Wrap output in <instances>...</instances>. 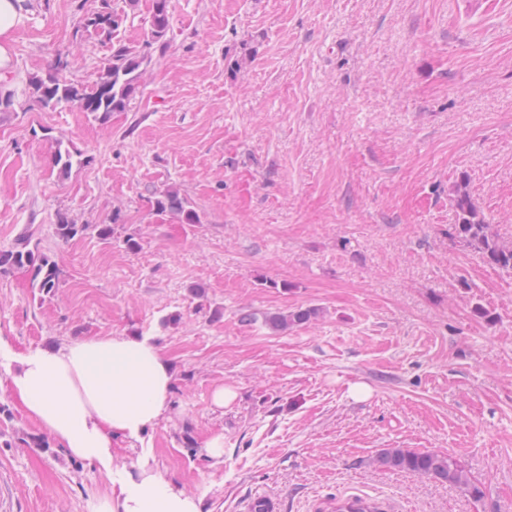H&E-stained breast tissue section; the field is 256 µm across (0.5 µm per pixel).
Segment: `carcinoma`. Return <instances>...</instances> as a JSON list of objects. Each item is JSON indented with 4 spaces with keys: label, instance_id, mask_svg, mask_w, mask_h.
I'll list each match as a JSON object with an SVG mask.
<instances>
[{
    "label": "carcinoma",
    "instance_id": "cac0c4a2",
    "mask_svg": "<svg viewBox=\"0 0 512 512\" xmlns=\"http://www.w3.org/2000/svg\"><path fill=\"white\" fill-rule=\"evenodd\" d=\"M171 0H151L147 20L145 46L158 47L164 54L169 48L167 34L170 28ZM128 19L126 11L114 0H99L96 10L80 19L77 32L87 41H94L110 48L95 80L90 84H74L59 76L69 66L68 60L58 56L52 72L43 78L29 81V89L36 102L44 109H57L74 104L92 115L98 121H105L113 112H126L139 88L141 79L151 64V57L139 46L120 38L121 28ZM54 166L60 172H69L73 165L83 164V159L69 150H55L52 157ZM456 210V221L452 236L460 245L482 255L490 265L512 270V243L499 239L485 221L468 191L466 178H458L451 187ZM158 213L177 215L185 224H195L199 215L188 205L178 191L166 189L159 192L154 201ZM85 231V225L75 224L65 217L56 224V237L67 243ZM11 268H27L31 272L32 287L44 296L55 294L59 288V269L54 260L29 247V239L22 238L17 247L0 250V273ZM317 315L316 309H300L289 315H274L269 318L272 328L279 330L309 322ZM380 462L393 469L407 471L418 476L437 479L466 490L471 496L479 497L481 488L468 476L464 467L451 456L432 452L412 451L405 448H386L380 454Z\"/></svg>",
    "mask_w": 512,
    "mask_h": 512
}]
</instances>
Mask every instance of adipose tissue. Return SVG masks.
Returning <instances> with one entry per match:
<instances>
[{
	"instance_id": "ef3b65f1",
	"label": "adipose tissue",
	"mask_w": 512,
	"mask_h": 512,
	"mask_svg": "<svg viewBox=\"0 0 512 512\" xmlns=\"http://www.w3.org/2000/svg\"><path fill=\"white\" fill-rule=\"evenodd\" d=\"M32 0H0V80L15 67L18 32ZM14 363L7 390L70 456L109 468L116 442L138 438L168 413L174 377L146 337L108 336L14 351L0 341V361ZM94 512H201L157 471L113 472L112 493Z\"/></svg>"
}]
</instances>
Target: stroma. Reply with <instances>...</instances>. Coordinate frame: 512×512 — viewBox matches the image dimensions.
I'll use <instances>...</instances> for the list:
<instances>
[{"mask_svg": "<svg viewBox=\"0 0 512 512\" xmlns=\"http://www.w3.org/2000/svg\"><path fill=\"white\" fill-rule=\"evenodd\" d=\"M97 5L36 0L17 38L0 250L31 236L61 286L44 298L27 269L0 274V340L156 342L169 413L114 464L159 470L202 512L258 494L280 512H512V272L451 239L449 194L466 176L512 243V0H171L169 49L129 111L41 108L27 84L57 55L75 83L108 56L75 36ZM60 144L87 158L64 177ZM168 188L199 223L154 211ZM63 216L85 227L65 245ZM308 307L305 325L265 324ZM0 404V512L110 494L97 465L22 445L39 425ZM219 433L220 465L203 448ZM385 448L456 457L483 493L383 466Z\"/></svg>", "mask_w": 512, "mask_h": 512, "instance_id": "obj_1", "label": "stroma"}]
</instances>
